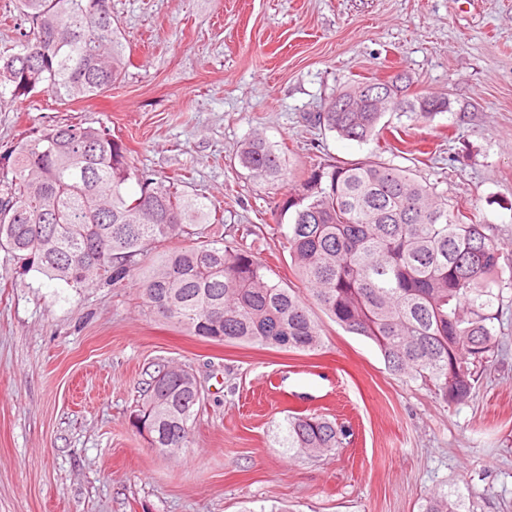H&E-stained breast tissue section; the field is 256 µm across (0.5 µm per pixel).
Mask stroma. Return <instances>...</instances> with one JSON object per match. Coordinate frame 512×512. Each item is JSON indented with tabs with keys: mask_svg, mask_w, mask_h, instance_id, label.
I'll use <instances>...</instances> for the list:
<instances>
[{
	"mask_svg": "<svg viewBox=\"0 0 512 512\" xmlns=\"http://www.w3.org/2000/svg\"><path fill=\"white\" fill-rule=\"evenodd\" d=\"M125 52L105 95L0 100V172L24 131L106 125L143 176L178 177L224 216L212 236L268 230L259 256L299 275L274 225L289 174L376 156L469 208L504 252L502 349L451 404L387 370L370 340L319 314L317 353L218 344L148 314L135 285L73 288L0 251V512H420L458 486L474 512H512V0H112ZM404 74L448 98L390 112L395 150L310 122L354 81ZM259 136L284 177L238 162ZM190 366L203 404L179 457L129 422L158 365ZM349 431L335 455L279 447L291 412Z\"/></svg>",
	"mask_w": 512,
	"mask_h": 512,
	"instance_id": "obj_1",
	"label": "stroma"
}]
</instances>
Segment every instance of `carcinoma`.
<instances>
[{
    "mask_svg": "<svg viewBox=\"0 0 512 512\" xmlns=\"http://www.w3.org/2000/svg\"><path fill=\"white\" fill-rule=\"evenodd\" d=\"M19 36L0 52V98L48 93L59 101L101 96L128 65L112 0H17ZM399 93L368 98L361 82L340 90L314 124L358 143L379 138L388 112L423 118L448 99ZM345 105L336 111V103ZM106 126L31 129L14 149L0 196V249L68 285L137 276L145 306L194 336L305 352L323 347L314 301L347 332L371 340L392 375L418 382L449 403L468 399L477 368L499 351L494 287L502 249L489 227L470 219L410 170L367 157L320 163L275 203L288 252L309 293L283 285L247 244L208 236L211 208L182 180H153ZM241 166L260 178L283 175L285 158L261 137L247 140ZM136 184L138 190L130 191ZM178 242L138 273L140 258ZM201 401L193 372L164 366L146 382L131 424L159 453L191 443ZM279 444L314 454L345 445L348 430L318 413H289ZM421 512H470L454 489L426 498Z\"/></svg>",
    "mask_w": 512,
    "mask_h": 512,
    "instance_id": "1",
    "label": "carcinoma"
}]
</instances>
